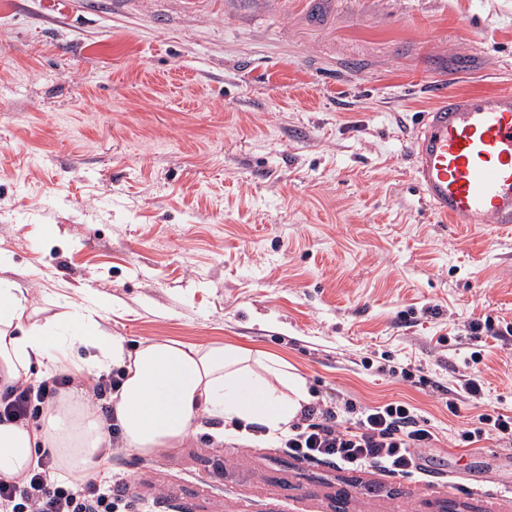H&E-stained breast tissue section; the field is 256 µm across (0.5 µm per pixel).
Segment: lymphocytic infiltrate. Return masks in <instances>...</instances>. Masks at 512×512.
<instances>
[{"mask_svg":"<svg viewBox=\"0 0 512 512\" xmlns=\"http://www.w3.org/2000/svg\"><path fill=\"white\" fill-rule=\"evenodd\" d=\"M69 383V375L58 374L6 387L0 391V420L40 418ZM433 439L426 422L407 403L359 411L348 401L340 411L328 405L305 407L300 422L281 437L280 447L289 456L329 460L344 469L371 467L398 474L416 469V449ZM54 467L53 455L45 451L24 484L0 481V512H132L135 499L120 475L56 482L50 478Z\"/></svg>","mask_w":512,"mask_h":512,"instance_id":"f902f5d3","label":"lymphocytic infiltrate"}]
</instances>
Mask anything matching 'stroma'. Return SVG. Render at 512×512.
I'll list each match as a JSON object with an SVG mask.
<instances>
[{
  "mask_svg": "<svg viewBox=\"0 0 512 512\" xmlns=\"http://www.w3.org/2000/svg\"><path fill=\"white\" fill-rule=\"evenodd\" d=\"M438 76L512 84V0H0V260L38 319L102 299L127 351H265L435 435L389 475L202 415L91 475L152 512H512V447L457 436L512 416V225L439 223L413 181Z\"/></svg>",
  "mask_w": 512,
  "mask_h": 512,
  "instance_id": "obj_1",
  "label": "stroma"
}]
</instances>
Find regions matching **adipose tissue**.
Returning a JSON list of instances; mask_svg holds the SVG:
<instances>
[{
    "mask_svg": "<svg viewBox=\"0 0 512 512\" xmlns=\"http://www.w3.org/2000/svg\"><path fill=\"white\" fill-rule=\"evenodd\" d=\"M26 302L16 281L0 276V388L29 380L36 365L82 374L72 356L93 347V367L124 370L112 405L122 443L136 453L178 447L202 413L223 420L228 432L258 424L283 433L310 402L304 378L279 357L233 344L173 340H146L129 354L122 337L102 328L98 310L38 323L31 321ZM103 441L88 399L64 392L39 427L0 422V479L24 482L45 448L61 470L83 471Z\"/></svg>",
    "mask_w": 512,
    "mask_h": 512,
    "instance_id": "1",
    "label": "adipose tissue"
}]
</instances>
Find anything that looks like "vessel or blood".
I'll return each mask as SVG.
<instances>
[{"label": "vessel or blood", "instance_id": "vessel-or-blood-1", "mask_svg": "<svg viewBox=\"0 0 512 512\" xmlns=\"http://www.w3.org/2000/svg\"><path fill=\"white\" fill-rule=\"evenodd\" d=\"M412 141L414 180L448 224H512V88L459 94L435 81Z\"/></svg>", "mask_w": 512, "mask_h": 512}]
</instances>
